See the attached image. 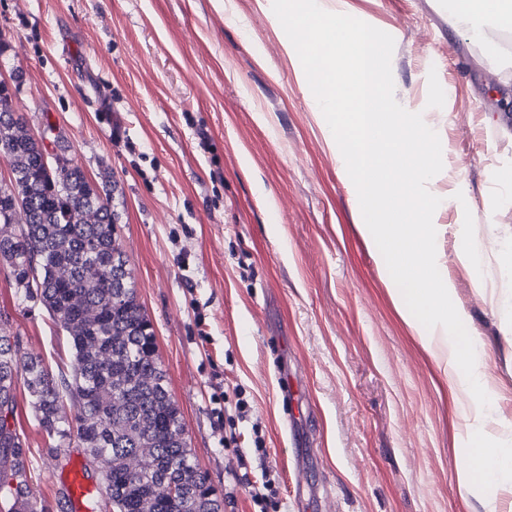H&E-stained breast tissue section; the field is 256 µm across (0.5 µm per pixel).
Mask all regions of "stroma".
Masks as SVG:
<instances>
[{
  "mask_svg": "<svg viewBox=\"0 0 512 512\" xmlns=\"http://www.w3.org/2000/svg\"><path fill=\"white\" fill-rule=\"evenodd\" d=\"M271 2L0 0V78L20 74L15 109L35 130L51 118L88 178L111 169L120 243L223 512H485L489 497L512 512V486L457 485L470 449L512 438V28L474 37L448 0L322 2L395 33V99L440 138L438 269L484 345L495 418L470 426L402 314ZM0 317L23 353L69 363L1 270ZM239 398L234 450L215 411ZM15 426L44 512H75L78 446L51 450L22 395Z\"/></svg>",
  "mask_w": 512,
  "mask_h": 512,
  "instance_id": "1",
  "label": "stroma"
}]
</instances>
